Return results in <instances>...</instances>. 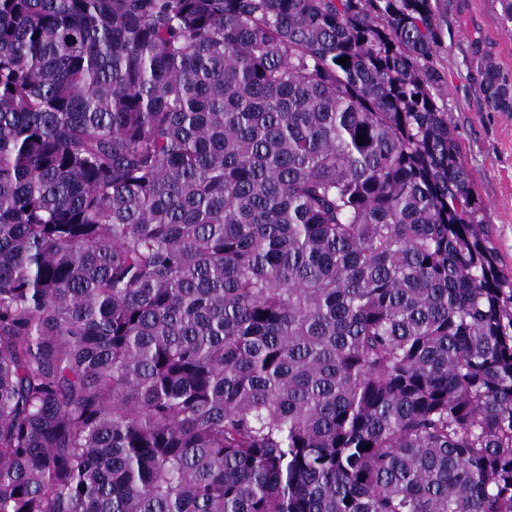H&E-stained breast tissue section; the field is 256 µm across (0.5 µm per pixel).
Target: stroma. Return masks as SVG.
<instances>
[{"label": "stroma", "mask_w": 512, "mask_h": 512, "mask_svg": "<svg viewBox=\"0 0 512 512\" xmlns=\"http://www.w3.org/2000/svg\"><path fill=\"white\" fill-rule=\"evenodd\" d=\"M446 29L438 52V104L448 112L490 224L500 263L512 272V112L489 107L477 60L492 55L512 80V28L501 0H438Z\"/></svg>", "instance_id": "35a3bbf8"}]
</instances>
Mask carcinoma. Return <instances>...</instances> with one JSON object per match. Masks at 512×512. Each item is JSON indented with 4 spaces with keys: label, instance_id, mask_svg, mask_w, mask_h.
I'll list each match as a JSON object with an SVG mask.
<instances>
[{
    "label": "carcinoma",
    "instance_id": "carcinoma-1",
    "mask_svg": "<svg viewBox=\"0 0 512 512\" xmlns=\"http://www.w3.org/2000/svg\"><path fill=\"white\" fill-rule=\"evenodd\" d=\"M442 37L432 0H0V512H512Z\"/></svg>",
    "mask_w": 512,
    "mask_h": 512
}]
</instances>
